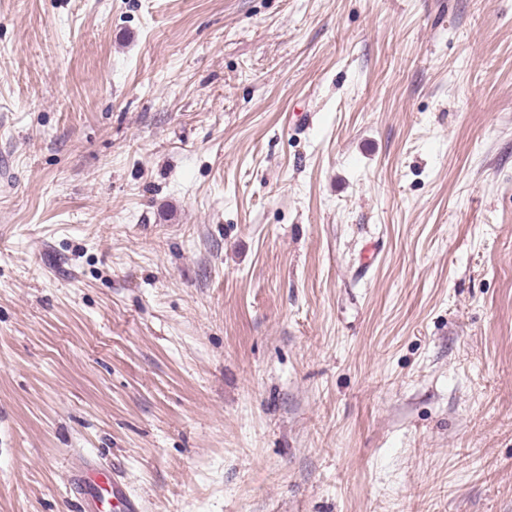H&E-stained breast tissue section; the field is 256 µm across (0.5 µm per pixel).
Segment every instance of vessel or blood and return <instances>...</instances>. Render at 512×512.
<instances>
[{"label": "vessel or blood", "instance_id": "1", "mask_svg": "<svg viewBox=\"0 0 512 512\" xmlns=\"http://www.w3.org/2000/svg\"><path fill=\"white\" fill-rule=\"evenodd\" d=\"M71 490L77 512H141L139 500L110 468L92 463L74 467Z\"/></svg>", "mask_w": 512, "mask_h": 512}]
</instances>
